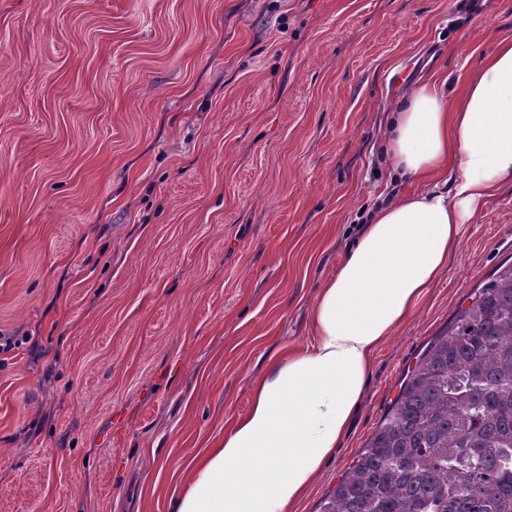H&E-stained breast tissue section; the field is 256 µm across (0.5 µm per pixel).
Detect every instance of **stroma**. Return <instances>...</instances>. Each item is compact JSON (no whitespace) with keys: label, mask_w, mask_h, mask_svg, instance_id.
Returning a JSON list of instances; mask_svg holds the SVG:
<instances>
[{"label":"stroma","mask_w":512,"mask_h":512,"mask_svg":"<svg viewBox=\"0 0 512 512\" xmlns=\"http://www.w3.org/2000/svg\"><path fill=\"white\" fill-rule=\"evenodd\" d=\"M512 0H0V512H167L309 341L380 199L398 99L455 93ZM512 261V183L375 357L319 512L401 383Z\"/></svg>","instance_id":"obj_1"}]
</instances>
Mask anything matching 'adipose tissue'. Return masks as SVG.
I'll use <instances>...</instances> for the list:
<instances>
[{
	"label": "adipose tissue",
	"mask_w": 512,
	"mask_h": 512,
	"mask_svg": "<svg viewBox=\"0 0 512 512\" xmlns=\"http://www.w3.org/2000/svg\"><path fill=\"white\" fill-rule=\"evenodd\" d=\"M385 154L420 190L370 213L317 290L310 344L269 364L248 411L195 460L169 512H292L335 457L381 345L444 271L462 225L512 182V40L499 42L457 98L417 84Z\"/></svg>",
	"instance_id": "obj_1"
}]
</instances>
